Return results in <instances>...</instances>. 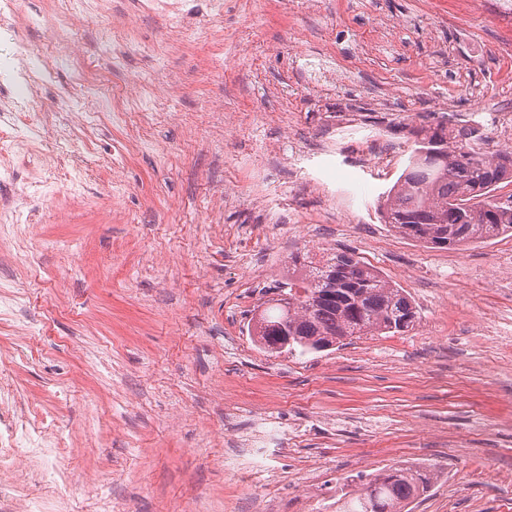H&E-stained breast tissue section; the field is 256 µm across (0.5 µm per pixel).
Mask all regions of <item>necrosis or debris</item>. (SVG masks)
Returning a JSON list of instances; mask_svg holds the SVG:
<instances>
[{
    "label": "necrosis or debris",
    "instance_id": "necrosis-or-debris-1",
    "mask_svg": "<svg viewBox=\"0 0 512 512\" xmlns=\"http://www.w3.org/2000/svg\"><path fill=\"white\" fill-rule=\"evenodd\" d=\"M94 16L110 23L109 0H48L41 12L26 11L22 0H0V83L11 88L6 111L0 113V179H17V165L41 169V198L53 205L59 188L70 194L83 192L74 158L79 154L77 133L102 121L94 86H87L86 102L76 112H37L40 88L51 80L60 64H67L75 80H82L84 67L77 52L79 18ZM49 27L46 47L19 40V28ZM15 386L0 378V496L11 495L23 478L37 475L41 462L58 450L60 439L51 423L35 421L18 409ZM24 452L25 469H16V452Z\"/></svg>",
    "mask_w": 512,
    "mask_h": 512
}]
</instances>
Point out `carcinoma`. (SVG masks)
Here are the masks:
<instances>
[{"mask_svg":"<svg viewBox=\"0 0 512 512\" xmlns=\"http://www.w3.org/2000/svg\"><path fill=\"white\" fill-rule=\"evenodd\" d=\"M512 152L487 153L473 131L437 126L415 142L404 169L380 205L385 223L430 248L458 249L512 234ZM286 296L258 310L248 324L255 344L271 355L329 350L345 339L395 334L414 326L418 311L407 292L352 252L316 263L289 257ZM286 334L291 342L278 344ZM431 467H394L370 477L336 512H411L430 491Z\"/></svg>","mask_w":512,"mask_h":512,"instance_id":"1","label":"carcinoma"}]
</instances>
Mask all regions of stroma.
Segmentation results:
<instances>
[{"mask_svg":"<svg viewBox=\"0 0 512 512\" xmlns=\"http://www.w3.org/2000/svg\"><path fill=\"white\" fill-rule=\"evenodd\" d=\"M511 32L493 0H224L191 29L120 0L110 27L81 22L105 100L154 70L136 52L108 68L115 39L159 48L176 87L159 116L79 132L86 194L58 197L29 255L0 236V287L37 320L21 341L0 308V371L78 450L45 463L46 480L69 474L66 496L24 493L51 512H258L238 481L255 469L274 512H292L310 463L330 501L430 465L414 512H512V349L470 332L483 312L512 338V236L431 249L378 211L433 113L483 94L512 113ZM341 250L410 294L415 327L261 351L247 324L289 256Z\"/></svg>","mask_w":512,"mask_h":512,"instance_id":"stroma-1","label":"stroma"}]
</instances>
